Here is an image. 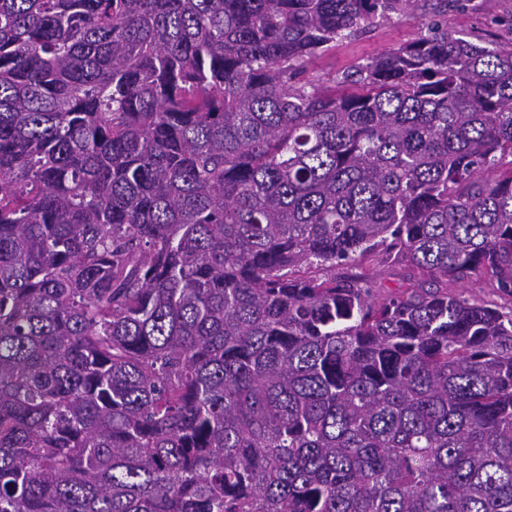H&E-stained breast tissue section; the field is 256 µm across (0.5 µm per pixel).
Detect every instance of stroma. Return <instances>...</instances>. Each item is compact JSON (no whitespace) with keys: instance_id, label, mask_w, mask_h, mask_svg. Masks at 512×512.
Here are the masks:
<instances>
[{"instance_id":"obj_1","label":"stroma","mask_w":512,"mask_h":512,"mask_svg":"<svg viewBox=\"0 0 512 512\" xmlns=\"http://www.w3.org/2000/svg\"><path fill=\"white\" fill-rule=\"evenodd\" d=\"M447 12L450 32L474 42L512 40V28L503 18L512 16V0H466L460 7H445L443 0H415L414 5L391 19L377 23L358 37L336 44L314 58L309 72L327 86L342 74L376 55L412 42L423 23L438 12Z\"/></svg>"}]
</instances>
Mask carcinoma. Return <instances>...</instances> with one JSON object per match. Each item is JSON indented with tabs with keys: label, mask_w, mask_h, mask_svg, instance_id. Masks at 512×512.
Here are the masks:
<instances>
[{
	"label": "carcinoma",
	"mask_w": 512,
	"mask_h": 512,
	"mask_svg": "<svg viewBox=\"0 0 512 512\" xmlns=\"http://www.w3.org/2000/svg\"><path fill=\"white\" fill-rule=\"evenodd\" d=\"M412 5L0 0V512H512V48L301 79ZM370 267V274L377 288L382 289H396L404 288L406 283L404 281L405 271L400 268L393 267ZM460 288H467V291H469L467 294H470L478 299L484 301L493 300L495 302L503 304V301H501L498 297L495 296L491 282L484 277H476L472 281L463 286H460L458 284H448L449 290H460Z\"/></svg>",
	"instance_id": "1"
}]
</instances>
